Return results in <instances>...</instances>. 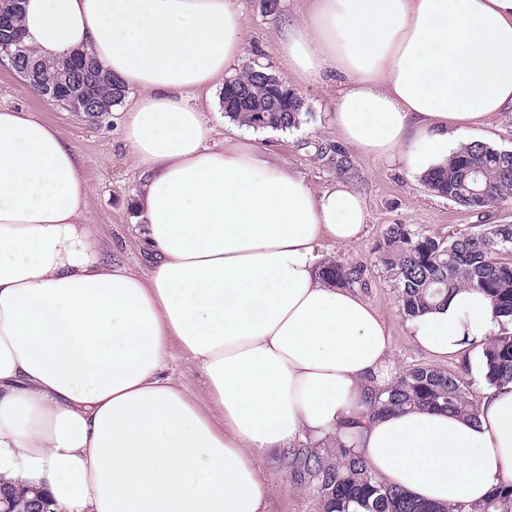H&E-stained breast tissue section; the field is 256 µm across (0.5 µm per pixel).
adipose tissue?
Segmentation results:
<instances>
[{"label":"adipose tissue","mask_w":512,"mask_h":512,"mask_svg":"<svg viewBox=\"0 0 512 512\" xmlns=\"http://www.w3.org/2000/svg\"><path fill=\"white\" fill-rule=\"evenodd\" d=\"M24 40L85 51L135 97L141 272L99 255L84 165L56 129L0 107V478L53 512H263L261 456L338 443L382 483L447 507L512 482V383L475 416L366 409L394 378L376 307L327 283L318 247L364 233L363 199L316 190L259 147L215 140L191 94L246 53L237 0H24ZM299 84L336 83L341 139L424 176L512 111V0H306L276 34ZM461 289L410 319L438 355L502 332ZM189 355L212 407L167 369Z\"/></svg>","instance_id":"ef3b65f1"}]
</instances>
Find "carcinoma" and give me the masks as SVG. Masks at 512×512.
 <instances>
[{"label":"carcinoma","instance_id":"carcinoma-1","mask_svg":"<svg viewBox=\"0 0 512 512\" xmlns=\"http://www.w3.org/2000/svg\"><path fill=\"white\" fill-rule=\"evenodd\" d=\"M20 0H0V14L9 27L0 32V43L21 33ZM18 61L33 59L26 83L38 95L55 92L57 106L90 114L86 104L112 109L125 98V86L106 73L88 54L75 52L53 61L34 58L27 46L17 49ZM269 71L249 68L224 84L222 103L226 117L253 129H290L300 124L302 106L286 81L268 79ZM429 189L472 210H483L512 198V154L482 142L464 145L448 162L424 177ZM512 250V224H492L444 240L416 231L408 224H390L377 244L381 264L393 274L403 313L415 317L448 299L456 289L478 290L489 297L497 314L512 320V261L500 254ZM361 266L346 267L332 261L325 279L345 286L362 284ZM485 377L497 386L512 383V333H504L484 349ZM387 397L369 403L374 416L407 405L473 415L465 377L428 367H415L394 378ZM300 468L319 496L323 512H350V505L364 512H512V483L494 488L479 505L435 507L411 498L406 492L382 484L361 458L339 448V460L304 455ZM15 512H28L29 491L15 485Z\"/></svg>","mask_w":512,"mask_h":512}]
</instances>
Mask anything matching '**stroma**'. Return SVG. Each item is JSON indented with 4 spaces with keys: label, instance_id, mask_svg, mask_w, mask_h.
Masks as SVG:
<instances>
[{
    "label": "stroma",
    "instance_id": "stroma-1",
    "mask_svg": "<svg viewBox=\"0 0 512 512\" xmlns=\"http://www.w3.org/2000/svg\"><path fill=\"white\" fill-rule=\"evenodd\" d=\"M239 4L247 18V54L239 63L240 68L257 62L270 72L281 74L279 48L272 30L277 20L300 12L302 0H278L272 13L265 0H239ZM296 90L305 102L300 125L289 130L253 131L255 144L270 149L275 162L300 173L313 188L341 180L364 200L363 236L348 246L323 242L320 252L328 261L363 265L366 284L362 294L377 306L390 335L396 373L418 366L458 372L462 357H440L413 342L408 318L397 299L396 283L378 261L375 247L391 224H408L444 239L478 224H512V201L486 213L466 209L428 189L421 177L352 148L347 150L349 171H338L334 158L343 142L333 121L331 89L300 84ZM0 107L33 113L56 128L85 163V177L92 190L86 221L96 228L103 256L135 269H146L148 254L135 208L142 182L123 140L122 106L100 113L98 118H86L82 113L48 104L4 65L0 66ZM261 475L266 485L265 512H322L318 496L299 477L297 467L283 457L266 458Z\"/></svg>",
    "mask_w": 512,
    "mask_h": 512
}]
</instances>
